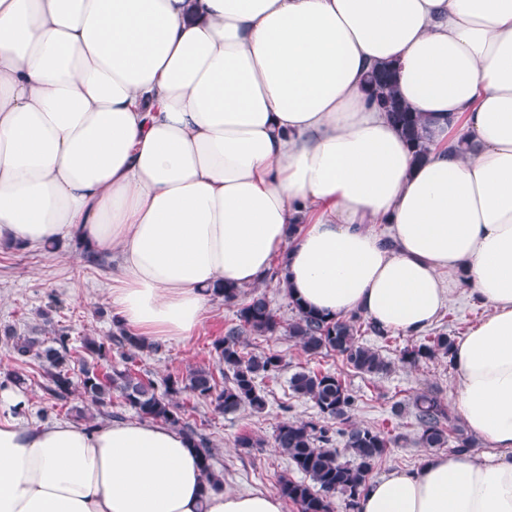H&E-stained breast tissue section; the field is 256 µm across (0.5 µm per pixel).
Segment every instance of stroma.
Returning a JSON list of instances; mask_svg holds the SVG:
<instances>
[{"instance_id": "1", "label": "stroma", "mask_w": 512, "mask_h": 512, "mask_svg": "<svg viewBox=\"0 0 512 512\" xmlns=\"http://www.w3.org/2000/svg\"><path fill=\"white\" fill-rule=\"evenodd\" d=\"M113 267L97 268L88 265L78 249L69 240H61L54 254H47L41 247L22 249L0 248V329L12 326L24 333L37 324L42 309H50L55 328L64 330L71 337H104L114 329L109 293L112 289ZM451 300L426 330L427 335L439 332L457 337L477 323L487 308L472 296L459 276L449 278ZM275 312L279 330L271 335L244 334L243 341L253 353L276 352L282 355L284 367L275 379L264 380L268 394V407L256 413L243 408L232 414H220L206 403H198L190 419L199 423L201 431L214 453L215 473L224 478L227 489L247 493H275L282 475L296 477L288 458L273 448L276 427L286 420L308 421L316 418L313 402L293 394L288 387L291 375L300 369L323 370L340 375L357 395L358 403L353 420L361 426L384 429L396 443L389 448L382 463L371 474L379 480L396 470H413L420 466L427 451L421 448L418 430L409 408L413 395L423 391L436 392L445 403L456 400L457 379L447 359L436 357L409 366L400 362L403 349L419 344L416 336L394 334L389 341L374 335L364 337L365 344L378 349L392 363L389 372L368 376L349 369L342 357L334 352L311 358L304 354L286 330L294 317L289 299L277 280L268 279L260 287ZM237 308L216 299L211 303L207 317L195 336L184 342L163 341L159 352L138 357L134 368L141 376L158 380L171 373H183L197 366L214 362L213 341L223 336L228 327L237 322ZM24 370L29 381L22 388V395L29 407L24 416L28 426L37 427L41 422H74L72 408L78 398H71L69 406L49 399L43 380L38 375L37 364L21 368L0 348V381H5L16 370ZM402 403V416L391 413L394 403ZM46 412V419H39V412ZM247 434L260 440L257 448L237 445L240 435Z\"/></svg>"}]
</instances>
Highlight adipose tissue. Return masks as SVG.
Masks as SVG:
<instances>
[{"instance_id": "ef3b65f1", "label": "adipose tissue", "mask_w": 512, "mask_h": 512, "mask_svg": "<svg viewBox=\"0 0 512 512\" xmlns=\"http://www.w3.org/2000/svg\"><path fill=\"white\" fill-rule=\"evenodd\" d=\"M381 64L422 160L370 100ZM60 239L116 253L112 311L149 341L275 264L307 307L414 335L463 273L488 312L457 408L498 454L429 456L355 512H512V0H0V244ZM25 405L0 389V512H283L164 423Z\"/></svg>"}]
</instances>
